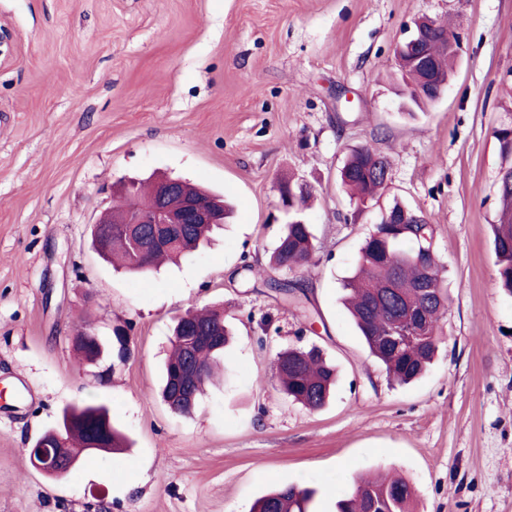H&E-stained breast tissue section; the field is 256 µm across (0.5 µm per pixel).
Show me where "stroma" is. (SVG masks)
I'll use <instances>...</instances> for the list:
<instances>
[{
	"mask_svg": "<svg viewBox=\"0 0 512 512\" xmlns=\"http://www.w3.org/2000/svg\"><path fill=\"white\" fill-rule=\"evenodd\" d=\"M422 16L462 49L442 98L411 112L394 48ZM0 26V512H250L290 484L336 512L373 472L405 479L413 512H512V296L491 234L512 167L494 135L512 125V0H0ZM361 146L391 167L359 211L339 170ZM161 173L232 213L179 264L113 269L91 227L118 182ZM288 179L313 195L314 257L284 274L309 288L304 311L261 278ZM395 200L434 226L450 295L439 354L407 385L369 357L341 288ZM214 304L235 333L224 374L180 416L160 396L172 327ZM118 325L127 362L78 361L75 331ZM313 344L337 369L318 411L273 367ZM75 402L106 405L130 446L56 480L29 450Z\"/></svg>",
	"mask_w": 512,
	"mask_h": 512,
	"instance_id": "obj_1",
	"label": "stroma"
}]
</instances>
